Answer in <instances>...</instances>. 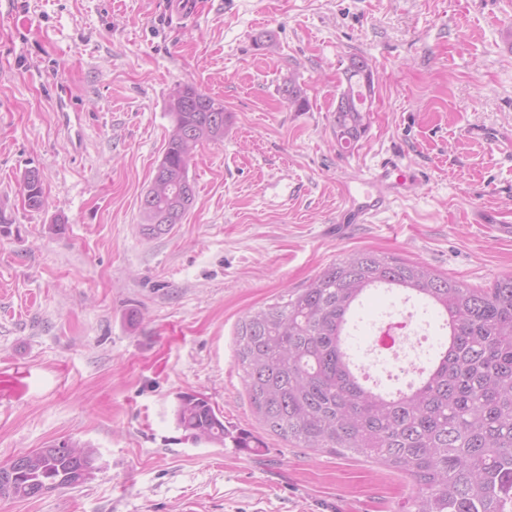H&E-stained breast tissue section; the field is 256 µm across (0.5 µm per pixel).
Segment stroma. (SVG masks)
I'll return each instance as SVG.
<instances>
[{
    "label": "stroma",
    "instance_id": "obj_1",
    "mask_svg": "<svg viewBox=\"0 0 512 512\" xmlns=\"http://www.w3.org/2000/svg\"><path fill=\"white\" fill-rule=\"evenodd\" d=\"M0 0V464L64 438L90 443L82 485L0 512H398L413 488L363 460L296 448L249 402L234 334L251 309L368 249L471 288L512 274V0ZM272 34V48L257 39ZM375 76L370 125L333 133L350 56ZM292 79L308 106L289 107ZM222 98L223 142L189 167L181 224L144 234L140 202L171 131L170 89ZM74 99L84 142L59 127ZM399 156L417 176L368 223L348 185ZM38 170L44 210L24 209ZM64 220L55 235L49 224ZM398 304L374 293L350 339L364 358ZM206 397L260 448L195 443L178 396Z\"/></svg>",
    "mask_w": 512,
    "mask_h": 512
}]
</instances>
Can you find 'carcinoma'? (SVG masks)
<instances>
[{"mask_svg": "<svg viewBox=\"0 0 512 512\" xmlns=\"http://www.w3.org/2000/svg\"><path fill=\"white\" fill-rule=\"evenodd\" d=\"M351 105L336 113L334 134L357 144L370 111L361 79L344 78ZM282 92L301 112L300 88ZM172 120L164 155L141 199L151 237L182 222L195 197L189 165L198 146L224 140V100L191 83L168 95ZM24 205L44 207L38 171L21 177ZM399 288L421 298L448 328V343L421 368L407 391L363 381L350 352L353 314L374 288ZM237 364L250 404L270 431L296 448L361 458L408 477L406 512H512V275L488 288H467L420 262L371 250L349 253L307 285L249 311L236 332ZM178 425L192 441L242 450L261 447L245 429L231 430L207 398H178ZM91 445L70 438L0 466V496L37 498L76 487L98 470Z\"/></svg>", "mask_w": 512, "mask_h": 512, "instance_id": "carcinoma-1", "label": "carcinoma"}]
</instances>
